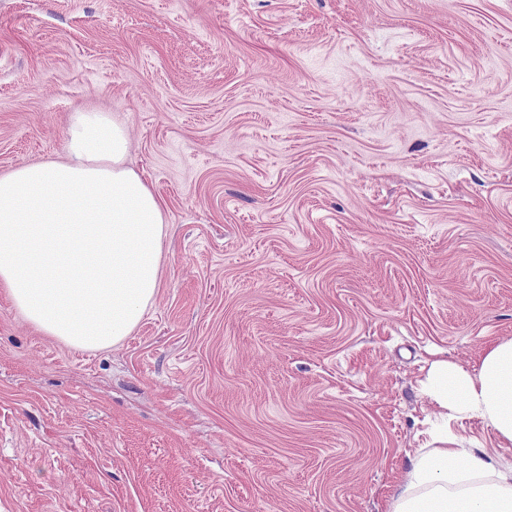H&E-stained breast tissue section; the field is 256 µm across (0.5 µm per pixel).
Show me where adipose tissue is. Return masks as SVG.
<instances>
[{"mask_svg":"<svg viewBox=\"0 0 512 512\" xmlns=\"http://www.w3.org/2000/svg\"><path fill=\"white\" fill-rule=\"evenodd\" d=\"M124 127L76 113L64 161L0 175V287L41 334L75 348L119 344L159 288L162 203L126 164ZM425 392L443 421L477 418L512 445V339L487 346L476 370L432 362ZM405 470L389 512H512V464L450 431Z\"/></svg>","mask_w":512,"mask_h":512,"instance_id":"ef3b65f1","label":"adipose tissue"}]
</instances>
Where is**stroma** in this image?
Returning <instances> with one entry per match:
<instances>
[{"mask_svg":"<svg viewBox=\"0 0 512 512\" xmlns=\"http://www.w3.org/2000/svg\"><path fill=\"white\" fill-rule=\"evenodd\" d=\"M84 110L160 287L98 350L0 293V512H388L512 338V0H0V174Z\"/></svg>","mask_w":512,"mask_h":512,"instance_id":"1","label":"stroma"}]
</instances>
